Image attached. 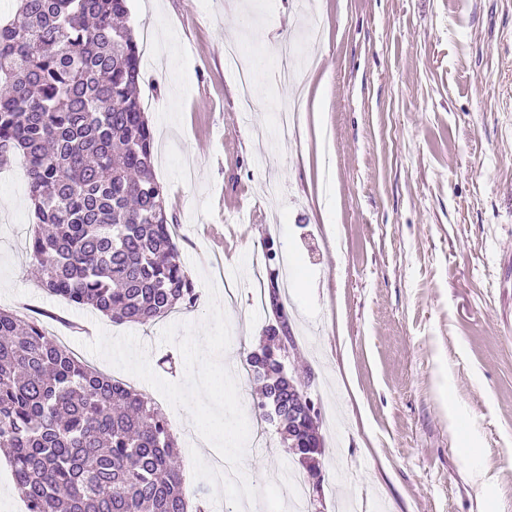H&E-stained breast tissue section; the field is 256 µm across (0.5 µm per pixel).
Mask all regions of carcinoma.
Wrapping results in <instances>:
<instances>
[{"label": "carcinoma", "mask_w": 512, "mask_h": 512, "mask_svg": "<svg viewBox=\"0 0 512 512\" xmlns=\"http://www.w3.org/2000/svg\"><path fill=\"white\" fill-rule=\"evenodd\" d=\"M128 0H17L0 22V165L28 171L38 286L116 324L150 325L198 296L153 175ZM266 245L270 324L245 362L259 418L288 447L281 341L296 349ZM0 449L26 512H189L172 425L151 399L78 360L39 318L0 309Z\"/></svg>", "instance_id": "1"}]
</instances>
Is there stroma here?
I'll use <instances>...</instances> for the list:
<instances>
[{
    "mask_svg": "<svg viewBox=\"0 0 512 512\" xmlns=\"http://www.w3.org/2000/svg\"><path fill=\"white\" fill-rule=\"evenodd\" d=\"M297 0H129L155 175L176 226L194 308L148 326L38 288L27 174L0 169V308L42 324L100 373L148 394L176 433L183 473L209 466L187 410L86 350L96 330L137 335L151 368L175 346L162 330L197 323L206 281L231 283L223 365L249 425L256 488L298 465L256 418L245 358L270 317L252 304L254 251L288 262L296 372L321 412L323 492L366 512H512V0H309L319 42L298 80L275 49L300 26ZM245 44L258 88L244 105L224 49ZM296 105L289 136L275 114ZM281 194L269 200L262 186ZM480 448L469 458L466 446Z\"/></svg>",
    "mask_w": 512,
    "mask_h": 512,
    "instance_id": "1",
    "label": "stroma"
}]
</instances>
